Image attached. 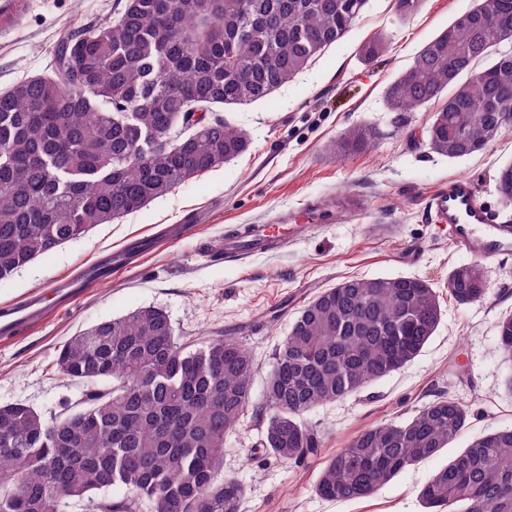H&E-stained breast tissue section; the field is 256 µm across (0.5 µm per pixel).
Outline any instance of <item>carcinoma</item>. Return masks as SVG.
<instances>
[{"label":"carcinoma","instance_id":"carcinoma-1","mask_svg":"<svg viewBox=\"0 0 512 512\" xmlns=\"http://www.w3.org/2000/svg\"><path fill=\"white\" fill-rule=\"evenodd\" d=\"M367 0H125L108 21L66 32L51 73L0 92V279L98 224L137 212L245 153L250 135L217 110L261 100L342 39ZM496 23L455 20L387 87L392 112L442 101L426 146L450 159L486 148L512 127V53L474 70L512 29V0ZM385 40L360 47L373 62ZM351 126L337 158L376 145ZM512 200V163L500 168ZM475 261L448 273L459 304L488 299ZM440 296L416 276L349 277L311 298L278 344L252 400L254 360L236 336L178 345L169 315L141 307L57 349L59 373L84 388L46 418L0 404V512H242L246 487L219 477L224 437L252 406L258 447L283 462L318 454L313 410L354 395L411 363L438 329ZM512 362V314L495 323ZM469 411L445 394L398 423L360 430L321 470L328 500L370 498L438 455ZM123 488L120 496L112 495ZM424 512H512V428L474 439L422 486Z\"/></svg>","mask_w":512,"mask_h":512}]
</instances>
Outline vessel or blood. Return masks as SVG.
Returning <instances> with one entry per match:
<instances>
[{
	"mask_svg": "<svg viewBox=\"0 0 512 512\" xmlns=\"http://www.w3.org/2000/svg\"><path fill=\"white\" fill-rule=\"evenodd\" d=\"M430 210L436 223L447 225L448 239L461 253L491 260L512 246V224L497 222L479 204L476 186L470 178L451 179L446 187L435 191L430 197ZM284 242L283 236L262 228L246 243L235 236L225 238L224 252L236 255L247 246L262 252ZM82 291L80 280L69 278L49 291L0 307V334L12 336L23 327L44 322L53 313L69 307Z\"/></svg>",
	"mask_w": 512,
	"mask_h": 512,
	"instance_id": "vessel-or-blood-1",
	"label": "vessel or blood"
}]
</instances>
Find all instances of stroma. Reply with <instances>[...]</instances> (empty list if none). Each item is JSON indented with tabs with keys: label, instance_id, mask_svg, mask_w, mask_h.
Returning <instances> with one entry per match:
<instances>
[{
	"label": "stroma",
	"instance_id": "stroma-1",
	"mask_svg": "<svg viewBox=\"0 0 512 512\" xmlns=\"http://www.w3.org/2000/svg\"><path fill=\"white\" fill-rule=\"evenodd\" d=\"M123 3L31 0L25 15L0 27V91L48 71L63 28L110 19ZM475 3L424 0L417 13L402 18L394 0H369L349 33L291 82L265 100L225 108V121L251 135L245 154L0 280V305H9L49 291L132 240L206 216L186 238L157 245L134 268L113 269L110 278L90 284L47 322L0 339V404L23 401L47 417L62 413L81 388L58 372V347L148 305L167 311L182 343L235 332L254 357L257 395L293 318L322 289L348 276L423 277L441 297L436 333L412 363L308 415L322 437L316 458L295 465L256 453L260 425L250 410L225 438L222 469L247 489L242 512H423L418 494L435 471L474 438L512 427V389L506 385L512 364L503 360L495 332L499 315L512 311V254L485 261L490 298L456 303L448 296V273L471 258L453 247L445 226L428 211L434 190L467 176L484 206L512 223V201L496 188L499 169L512 161V130L477 153L448 159L422 138L431 107L391 112L384 97L417 51ZM377 34L386 50L365 62L359 48ZM352 125L374 127L380 138L370 151L336 158L332 146ZM255 224L282 234L292 224L304 230L284 248L226 257L225 238ZM438 394L469 408L465 428L447 449L403 471L374 497L328 501L316 494L326 461L359 429L409 418Z\"/></svg>",
	"mask_w": 512,
	"mask_h": 512
}]
</instances>
